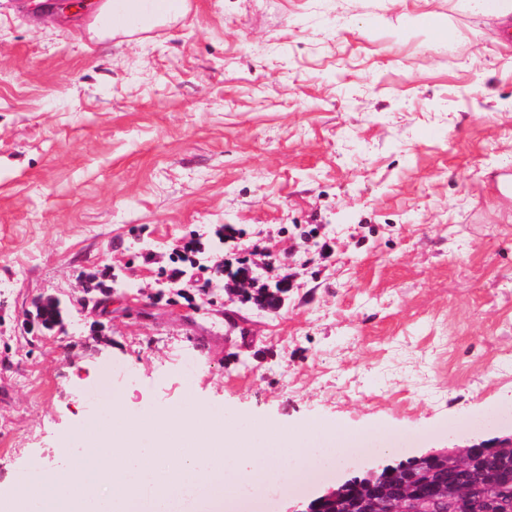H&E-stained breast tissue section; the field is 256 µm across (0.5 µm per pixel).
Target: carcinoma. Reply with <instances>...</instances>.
Segmentation results:
<instances>
[{
	"instance_id": "1",
	"label": "carcinoma",
	"mask_w": 512,
	"mask_h": 512,
	"mask_svg": "<svg viewBox=\"0 0 512 512\" xmlns=\"http://www.w3.org/2000/svg\"><path fill=\"white\" fill-rule=\"evenodd\" d=\"M399 475L381 485L391 495H409L421 486H437L442 492L461 493L470 486L494 483V493L512 496V446L496 449H464L457 455L422 460L412 458L396 466ZM360 486L336 503V512H350L352 500L370 490L373 481L359 479Z\"/></svg>"
}]
</instances>
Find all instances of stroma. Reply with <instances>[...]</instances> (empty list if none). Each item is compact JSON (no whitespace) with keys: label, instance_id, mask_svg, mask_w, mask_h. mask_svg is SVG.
<instances>
[{"label":"stroma","instance_id":"1","mask_svg":"<svg viewBox=\"0 0 512 512\" xmlns=\"http://www.w3.org/2000/svg\"><path fill=\"white\" fill-rule=\"evenodd\" d=\"M0 0V501L202 406L415 456L512 438V41L463 0H185L129 36ZM205 265L289 279L279 311ZM107 312L82 309L92 282ZM54 296L47 330L34 301ZM196 252H197V250L194 247V243H188L186 246L183 247V250H179L176 252L177 259L174 260V263L180 262L184 266H189L192 269L201 270L202 272L210 271V275L212 274V276H216V277H218V276L222 277L225 273V276H228L231 279L234 278V279H238L239 281H242L241 286L238 289L239 292H245V291L249 292V288H251V286H252L251 282L246 281L249 278H247L246 276H243V275L241 276L239 273H235L229 269H227L224 272V266H218L212 273V271L209 270V269H211V267L206 266L204 264H200V261L197 258H194Z\"/></svg>","mask_w":512,"mask_h":512}]
</instances>
